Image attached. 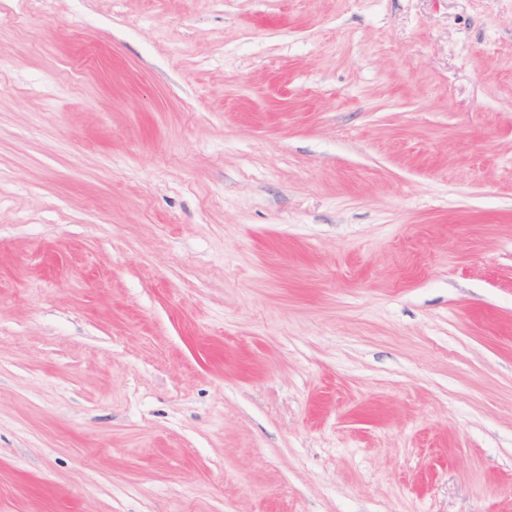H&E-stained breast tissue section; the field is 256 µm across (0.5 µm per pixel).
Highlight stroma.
<instances>
[{
    "label": "stroma",
    "mask_w": 512,
    "mask_h": 512,
    "mask_svg": "<svg viewBox=\"0 0 512 512\" xmlns=\"http://www.w3.org/2000/svg\"><path fill=\"white\" fill-rule=\"evenodd\" d=\"M0 512H512V0H0Z\"/></svg>",
    "instance_id": "obj_1"
}]
</instances>
